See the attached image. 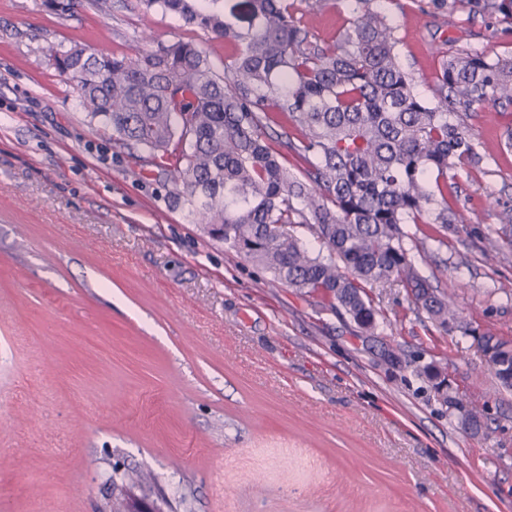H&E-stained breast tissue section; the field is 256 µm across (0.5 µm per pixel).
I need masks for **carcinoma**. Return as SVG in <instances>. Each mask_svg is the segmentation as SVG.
I'll return each mask as SVG.
<instances>
[{
    "label": "carcinoma",
    "instance_id": "carcinoma-1",
    "mask_svg": "<svg viewBox=\"0 0 512 512\" xmlns=\"http://www.w3.org/2000/svg\"><path fill=\"white\" fill-rule=\"evenodd\" d=\"M233 47L216 70L196 41L162 44L138 62L80 46L54 64L116 144L170 161L177 202L192 222L273 273L288 287L336 302L357 325L376 327L366 286L398 278L441 327L452 303L417 273L404 224L448 223V174L477 153L448 113L473 104H512V55H451L428 99L399 61L395 28L373 0H352V19L321 42L287 0H248L249 25L224 20L219 0H142ZM512 19V0H469ZM294 122L280 133L269 111ZM304 166L293 172L286 153ZM306 227L326 254L313 256L282 228ZM503 339L479 348L499 384L512 373ZM460 427L477 410L444 399Z\"/></svg>",
    "mask_w": 512,
    "mask_h": 512
}]
</instances>
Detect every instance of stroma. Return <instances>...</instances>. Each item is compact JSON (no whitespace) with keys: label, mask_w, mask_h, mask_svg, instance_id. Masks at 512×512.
I'll list each match as a JSON object with an SVG mask.
<instances>
[{"label":"stroma","mask_w":512,"mask_h":512,"mask_svg":"<svg viewBox=\"0 0 512 512\" xmlns=\"http://www.w3.org/2000/svg\"><path fill=\"white\" fill-rule=\"evenodd\" d=\"M431 95L461 51L512 53V20L466 0H376ZM74 15L0 0V512H110L117 482L162 512H512V390L473 336L397 280L375 330L212 240L146 153L116 145L56 49L137 61L189 35L141 0ZM318 39L350 0H294ZM480 160L415 264L462 321L512 341V105L458 107ZM482 411L464 432L418 367Z\"/></svg>","instance_id":"stroma-1"}]
</instances>
